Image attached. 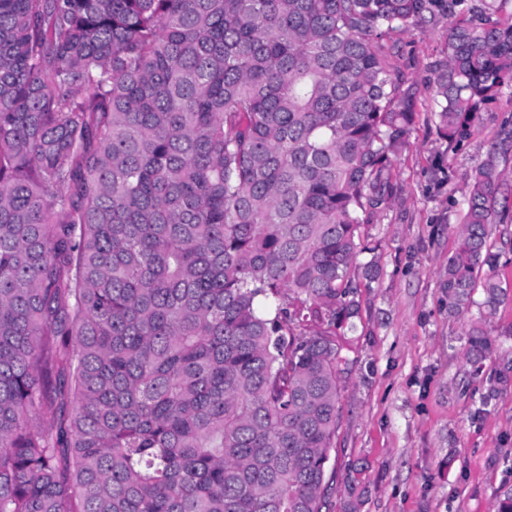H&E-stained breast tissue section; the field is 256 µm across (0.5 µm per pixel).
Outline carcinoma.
Returning <instances> with one entry per match:
<instances>
[{
	"instance_id": "1",
	"label": "carcinoma",
	"mask_w": 512,
	"mask_h": 512,
	"mask_svg": "<svg viewBox=\"0 0 512 512\" xmlns=\"http://www.w3.org/2000/svg\"><path fill=\"white\" fill-rule=\"evenodd\" d=\"M437 0H0V512H322L361 228L415 112L385 37ZM438 134L512 95L504 0H446ZM503 129L444 287L509 302ZM481 299H475V295Z\"/></svg>"
}]
</instances>
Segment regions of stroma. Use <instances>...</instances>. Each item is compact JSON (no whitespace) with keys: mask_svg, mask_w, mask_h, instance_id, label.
I'll return each mask as SVG.
<instances>
[{"mask_svg":"<svg viewBox=\"0 0 512 512\" xmlns=\"http://www.w3.org/2000/svg\"><path fill=\"white\" fill-rule=\"evenodd\" d=\"M447 28L389 39L416 114L395 160L400 201L362 228L380 273L362 291L341 375L323 512H496L512 489V302L489 323L493 351L473 365L465 332L478 312H449L443 287L461 189L500 128L512 127V96L486 103L463 145L438 135L432 76Z\"/></svg>","mask_w":512,"mask_h":512,"instance_id":"stroma-1","label":"stroma"}]
</instances>
